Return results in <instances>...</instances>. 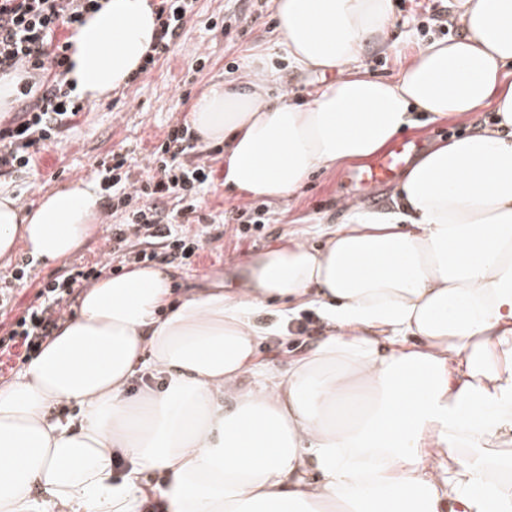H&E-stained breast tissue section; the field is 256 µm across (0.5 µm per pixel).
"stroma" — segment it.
Wrapping results in <instances>:
<instances>
[{"label": "stroma", "mask_w": 512, "mask_h": 512, "mask_svg": "<svg viewBox=\"0 0 512 512\" xmlns=\"http://www.w3.org/2000/svg\"><path fill=\"white\" fill-rule=\"evenodd\" d=\"M392 23L386 47L366 46L359 58L363 69L377 76H395L404 60L431 42L441 40L437 26L419 33L418 5L429 0H393ZM237 16L242 23L234 39L222 30L226 17ZM277 21L271 5L265 0H193L192 16L180 39L155 61L153 68L139 79L98 105H85L78 127L67 131L58 141L41 151L34 170L13 176L0 175V190L37 201L44 193L74 181L95 183L97 163L113 150L133 151L140 164L136 174L146 176L150 170L144 157L161 142L168 125L186 121L189 105L183 104V93L198 95L206 83L222 76L237 78L242 59L248 51L259 50L277 37ZM492 123L489 109L483 108L457 118H445L406 129V136L422 140L424 147L448 141L453 135L474 132ZM215 172L212 183L201 198L204 214L223 222L226 211L249 208L263 201L238 194L222 185L224 161L213 154ZM344 169H321L311 174L306 183L290 198L267 199L269 221L251 226L244 236H236L233 226L225 225L220 240L206 244L195 265L171 266L175 296H183L193 288L205 285L208 276L242 262L250 253L274 245L284 230L300 233L316 224H342L346 215L340 207L342 199L357 201L361 210L378 213L394 204L392 190L370 196L356 193L344 180ZM23 279H16L17 270ZM55 271L31 261L24 250H17L8 264L0 266V287H10L12 310L0 316V322L11 323L30 302L39 284ZM289 339H274L260 344L263 362L273 366L285 364L289 356L315 345L327 331V325L314 311H300L289 326Z\"/></svg>", "instance_id": "35a3bbf8"}]
</instances>
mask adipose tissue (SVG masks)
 Returning a JSON list of instances; mask_svg holds the SVG:
<instances>
[{
  "instance_id": "adipose-tissue-1",
  "label": "adipose tissue",
  "mask_w": 512,
  "mask_h": 512,
  "mask_svg": "<svg viewBox=\"0 0 512 512\" xmlns=\"http://www.w3.org/2000/svg\"><path fill=\"white\" fill-rule=\"evenodd\" d=\"M69 37L67 80L99 104L151 52V0H100ZM273 47L188 114L224 148V187L285 199L311 171L371 158L418 117L492 108L494 127L423 152L387 213L292 232L171 303L165 268L86 288L0 385V512H512V0H464L466 35L391 78L356 68L385 46L392 0H272ZM285 57L334 81L274 95ZM71 183L29 206L0 192V260L50 265L102 227ZM315 309L325 336L286 368L259 343ZM159 376L137 398L140 376ZM76 408L53 417L54 406ZM126 469L114 478L115 455ZM157 473L161 484H143Z\"/></svg>"
}]
</instances>
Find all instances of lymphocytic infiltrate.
I'll return each mask as SVG.
<instances>
[{"label":"lymphocytic infiltrate","instance_id":"lymphocytic-infiltrate-1","mask_svg":"<svg viewBox=\"0 0 512 512\" xmlns=\"http://www.w3.org/2000/svg\"><path fill=\"white\" fill-rule=\"evenodd\" d=\"M99 0H0V76L25 75L17 90L16 112L0 114V174L32 170L47 142L73 129L83 106L66 82V31L99 10ZM190 0H160V35L156 52L179 39L189 21ZM187 125L169 126L154 146L151 176L135 177L128 155L117 152L97 171L110 209L120 222L108 225L111 252L94 263L74 266L43 281L29 306L0 336V357L27 359L52 337L68 308L90 281L114 264L164 259L190 264L214 235L199 200L208 184L210 165L193 160ZM172 209H165V202Z\"/></svg>","mask_w":512,"mask_h":512}]
</instances>
